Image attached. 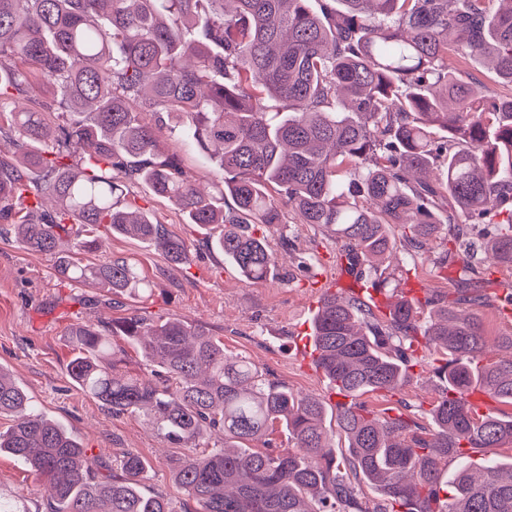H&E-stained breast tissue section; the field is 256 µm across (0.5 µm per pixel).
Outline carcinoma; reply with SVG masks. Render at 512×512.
<instances>
[{
	"label": "carcinoma",
	"mask_w": 512,
	"mask_h": 512,
	"mask_svg": "<svg viewBox=\"0 0 512 512\" xmlns=\"http://www.w3.org/2000/svg\"><path fill=\"white\" fill-rule=\"evenodd\" d=\"M498 2L492 12L487 0H0V129L20 144L0 158V221L52 257L59 279L151 294L128 261L87 259L103 225L183 264L182 238L117 205L124 179L190 224L221 227L213 247L249 283L274 270L267 233L283 204L342 243L338 255L379 292L392 274L376 262L400 246L416 258L437 241L438 273L454 266V293L425 288L382 317L351 289H323L311 340L316 367L351 398L337 406L341 458L319 398L225 354L201 322L130 313L73 325V384L114 416L146 413L164 447L190 449L169 457L193 503L185 512H512V460L475 466L465 452L512 447V415L470 401L479 391L512 405V359L489 358L470 311L486 303L477 274L512 270V210L499 211L512 197V97L460 80L448 61L477 57L512 86V0ZM146 112L173 116V134L218 167L231 210L160 148ZM119 339L140 349L146 373L119 372ZM427 364L438 379L431 428L357 401L400 390ZM2 415L13 422L0 455L49 482L47 512H172L145 489L141 456L100 473L0 367ZM278 426L293 450L270 439ZM262 438L264 450L249 447ZM362 481L385 507L363 504ZM24 501L0 492V512H30Z\"/></svg>",
	"instance_id": "1"
}]
</instances>
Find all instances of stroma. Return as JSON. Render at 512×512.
<instances>
[{
	"instance_id": "35a3bbf8",
	"label": "stroma",
	"mask_w": 512,
	"mask_h": 512,
	"mask_svg": "<svg viewBox=\"0 0 512 512\" xmlns=\"http://www.w3.org/2000/svg\"><path fill=\"white\" fill-rule=\"evenodd\" d=\"M160 136L166 149L178 152L200 187L222 193L223 179L214 166L203 163L189 145L174 141L168 130H161ZM119 202L152 213L169 232L184 239L186 263L174 266L149 243L104 233L100 258L131 259L152 290L150 298L125 297L119 307L109 309L104 305L106 291L58 281L52 258L22 249L10 225L0 223V366L12 374L37 409L81 440L94 463L108 466L126 452L138 453L148 463L146 489L169 499L175 512H181L185 495L170 476L171 451L162 446L147 416H112L71 383L67 364L73 355L72 325L99 324L133 311L204 323L223 341L226 354L247 358L266 379L322 399L332 427L340 397L315 366L311 317L323 286H345L352 277L336 263L335 240L298 223L287 208L282 211L281 230L268 238L279 269L268 280L247 283L225 263L223 254L212 250V231L185 223L176 206L145 185L127 183ZM436 396V378L417 366L402 391L369 392L361 400L378 412L416 415L425 425L429 419L424 411ZM19 490L25 492L30 512H45L47 484L22 462L0 456V491Z\"/></svg>"
}]
</instances>
